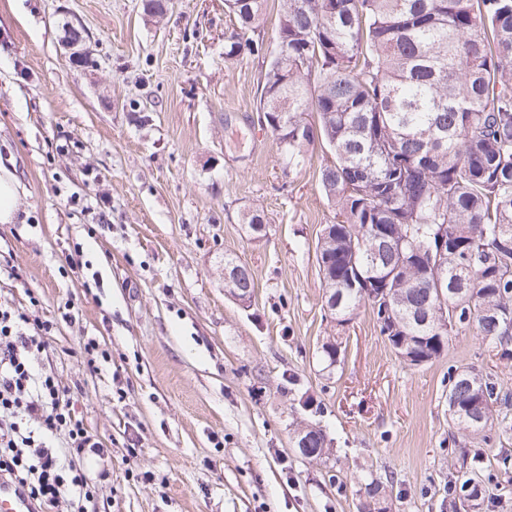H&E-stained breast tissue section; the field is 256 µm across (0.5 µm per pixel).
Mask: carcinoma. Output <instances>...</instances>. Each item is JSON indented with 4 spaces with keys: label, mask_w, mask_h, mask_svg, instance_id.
I'll return each mask as SVG.
<instances>
[{
    "label": "carcinoma",
    "mask_w": 512,
    "mask_h": 512,
    "mask_svg": "<svg viewBox=\"0 0 512 512\" xmlns=\"http://www.w3.org/2000/svg\"><path fill=\"white\" fill-rule=\"evenodd\" d=\"M264 2L225 0L238 26L224 35V59L252 50ZM282 2L286 49L270 58L259 103L288 161H305L318 141L333 151L319 180L341 220L326 225L318 252L336 325L368 307L413 362L439 358L464 327L512 357V0ZM439 269L453 306L445 330ZM511 397L474 368L448 375L449 418L484 440ZM358 485L363 512H388L382 482ZM481 491L457 477L444 499L463 512Z\"/></svg>",
    "instance_id": "1"
}]
</instances>
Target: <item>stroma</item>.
I'll return each instance as SVG.
<instances>
[{"label": "stroma", "mask_w": 512, "mask_h": 512, "mask_svg": "<svg viewBox=\"0 0 512 512\" xmlns=\"http://www.w3.org/2000/svg\"><path fill=\"white\" fill-rule=\"evenodd\" d=\"M281 8L266 0L253 52L228 61L224 0H172L161 19L142 0H0V159L21 183L19 223L0 224V294L52 323L35 366L107 449L80 460L98 484L85 512H359L367 474L392 478L390 512H444L465 451L484 458L480 512H512V409L486 444L446 400L449 372L468 367L512 393V359L469 327L414 366L370 310L342 327L324 310L316 251L337 207L319 170L333 153L320 143L289 166L257 112ZM73 25L91 65L70 58ZM228 256L253 273L247 304L224 286ZM89 337L109 361L88 365ZM309 424L328 456L295 452Z\"/></svg>", "instance_id": "obj_1"}]
</instances>
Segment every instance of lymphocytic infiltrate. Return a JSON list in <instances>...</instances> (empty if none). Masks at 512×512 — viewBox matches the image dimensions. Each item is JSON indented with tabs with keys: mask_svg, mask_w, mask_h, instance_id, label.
<instances>
[{
	"mask_svg": "<svg viewBox=\"0 0 512 512\" xmlns=\"http://www.w3.org/2000/svg\"><path fill=\"white\" fill-rule=\"evenodd\" d=\"M50 331L0 300V476L22 486L37 512H57L63 502L76 508L92 497L96 486L75 460L104 453L67 390L34 369Z\"/></svg>",
	"mask_w": 512,
	"mask_h": 512,
	"instance_id": "1",
	"label": "lymphocytic infiltrate"
}]
</instances>
